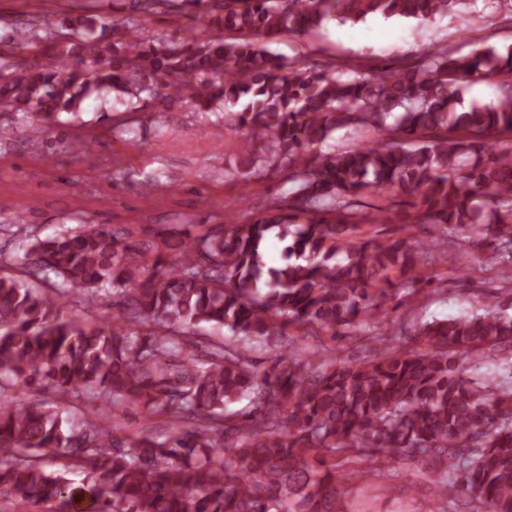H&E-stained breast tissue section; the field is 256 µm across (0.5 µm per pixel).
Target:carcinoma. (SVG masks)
Wrapping results in <instances>:
<instances>
[{"label":"carcinoma","instance_id":"obj_1","mask_svg":"<svg viewBox=\"0 0 512 512\" xmlns=\"http://www.w3.org/2000/svg\"><path fill=\"white\" fill-rule=\"evenodd\" d=\"M475 0H130L119 24L90 0L62 24L45 18L0 32V108L41 122L79 112L115 91L174 98L189 112H222L242 130L240 162L224 179L279 174L288 210L272 203L250 222L161 235L168 263L122 229L95 226L37 238L22 255L0 252V491L31 503L94 512H346V484L402 458L437 476L431 501L466 512H512V365L499 378L466 376L491 350L512 356V316L492 299L484 313L413 327L417 350L392 341L347 362L325 350L279 355L261 372L247 350L206 341L202 324L243 341L378 322L400 295L386 272L428 283L415 270L449 234L465 235L512 283V45L480 43L456 57L445 47L402 66L354 72L289 60L268 44L329 21L369 16L430 21ZM200 14L182 36L155 34L158 10ZM499 79L496 102L459 107L464 84ZM352 128L377 138L324 148ZM394 192L407 209L363 202ZM426 224L434 236L379 243L361 226ZM285 243V263L264 253ZM109 320L77 321L102 297ZM248 412L231 411L241 399ZM97 402L63 429L64 406ZM169 419L161 439H119L118 419ZM59 450L79 485L46 472Z\"/></svg>","mask_w":512,"mask_h":512}]
</instances>
